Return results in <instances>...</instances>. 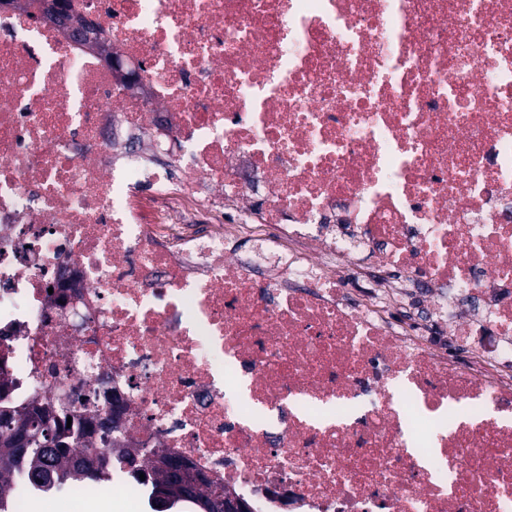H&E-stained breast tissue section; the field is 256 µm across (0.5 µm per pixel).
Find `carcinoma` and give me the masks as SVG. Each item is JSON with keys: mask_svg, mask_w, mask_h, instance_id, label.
I'll return each mask as SVG.
<instances>
[{"mask_svg": "<svg viewBox=\"0 0 512 512\" xmlns=\"http://www.w3.org/2000/svg\"><path fill=\"white\" fill-rule=\"evenodd\" d=\"M8 380L0 375V512H4L3 503L13 492L9 481L3 474L9 471L15 459L26 457L32 469L33 477L43 483L51 482L56 475L80 477L89 482L106 480L112 474V466L103 456L88 457L77 463L67 456L68 448L77 443L84 435H96L97 441L88 442V447H112V436L105 435L106 417L95 421L74 414L79 406H86L99 400V394L91 390H75L69 396L67 404L56 409L28 410V407H16L8 397ZM72 423H67V418ZM29 432L42 434L43 445L35 448L14 446V439ZM151 456L153 474V495L161 488L170 485L177 473L181 460L156 448L148 450ZM224 496V488L208 479L192 486V493L172 498L171 503L196 504L199 512H207L206 505H216Z\"/></svg>", "mask_w": 512, "mask_h": 512, "instance_id": "carcinoma-1", "label": "carcinoma"}]
</instances>
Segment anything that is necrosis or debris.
<instances>
[{"label":"necrosis or debris","instance_id":"4bbe7bcc","mask_svg":"<svg viewBox=\"0 0 512 512\" xmlns=\"http://www.w3.org/2000/svg\"><path fill=\"white\" fill-rule=\"evenodd\" d=\"M0 353L250 512H512V0H0Z\"/></svg>","mask_w":512,"mask_h":512}]
</instances>
